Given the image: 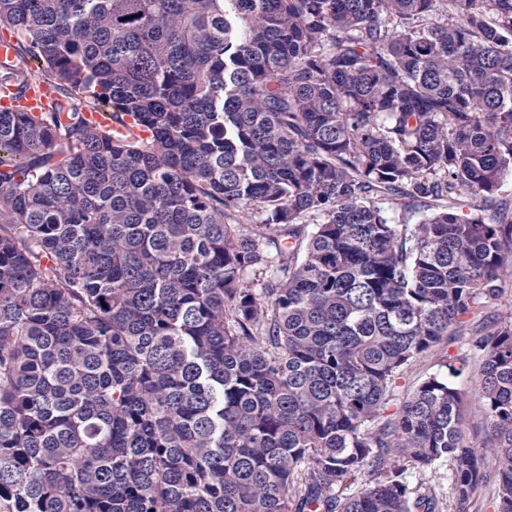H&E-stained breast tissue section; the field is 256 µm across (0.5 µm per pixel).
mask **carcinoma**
Wrapping results in <instances>:
<instances>
[{
	"label": "carcinoma",
	"mask_w": 512,
	"mask_h": 512,
	"mask_svg": "<svg viewBox=\"0 0 512 512\" xmlns=\"http://www.w3.org/2000/svg\"><path fill=\"white\" fill-rule=\"evenodd\" d=\"M0 29V512H437L447 460L467 504L461 370L384 408L512 267V0H0ZM472 335L512 512V319ZM448 469L449 463H442L437 470H433L432 473L427 475L426 485L421 489V491H424V488H426V491L436 494L440 502H443V505L440 504V512H456L457 509L455 498L448 485ZM441 506L443 510H441Z\"/></svg>",
	"instance_id": "1"
}]
</instances>
